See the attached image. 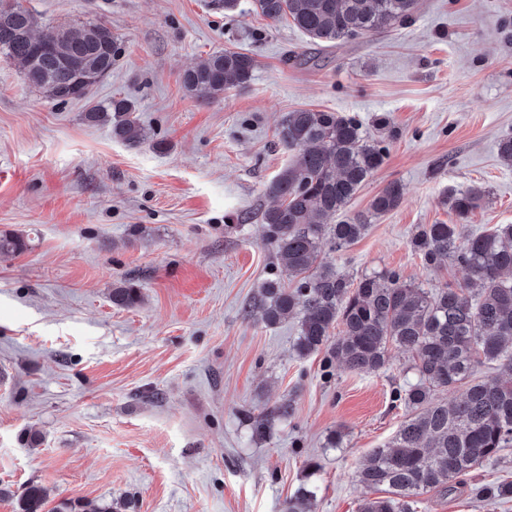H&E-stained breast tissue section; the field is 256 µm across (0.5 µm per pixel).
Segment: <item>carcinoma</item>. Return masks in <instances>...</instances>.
Returning <instances> with one entry per match:
<instances>
[{
    "label": "carcinoma",
    "instance_id": "obj_1",
    "mask_svg": "<svg viewBox=\"0 0 512 512\" xmlns=\"http://www.w3.org/2000/svg\"><path fill=\"white\" fill-rule=\"evenodd\" d=\"M418 0H254L255 11L272 23L292 24L320 45L388 28L411 17ZM37 18L20 0H0V54L20 67L26 83L60 101L81 83L82 94L112 71L117 45L101 23L78 29L46 27L36 32ZM255 60L239 51L209 55L184 71V89L202 101L218 99L246 84ZM126 98H112L86 112L91 123L112 125V137L137 144L141 126ZM277 142L297 152L268 185L276 204L264 214V245L277 263L298 277L292 288L276 279L263 282L250 307L268 325L296 318L298 357L321 350L331 360L357 372H377L392 347L410 354L418 380L394 393L411 415L392 440L373 449L357 470L366 489L385 488L388 496L362 500L359 512H413L412 498L454 491L460 478L499 456L512 444V224L472 233L466 222L484 191L470 186L451 192L448 201L456 224H425L411 244L427 268L444 259L464 267L466 283L429 290L401 281L396 271L365 275L354 282L320 260L323 243L339 252L361 239L369 216L398 207L401 187L387 184L372 200L371 215L341 224L328 219L343 210L384 162V149L367 140L359 123L338 112L299 109L288 113ZM20 235L0 233V254H20ZM141 301L138 289H112V304L130 308ZM343 326L331 340V330ZM508 374L479 380L480 367ZM466 386L459 400L437 397L440 389ZM293 412L283 400L248 416L258 440L271 437L277 422ZM315 493L302 485L288 512H305ZM46 493L30 485L17 512H43Z\"/></svg>",
    "mask_w": 512,
    "mask_h": 512
}]
</instances>
